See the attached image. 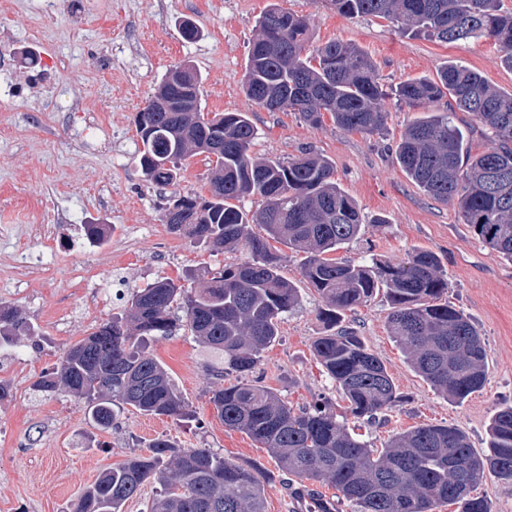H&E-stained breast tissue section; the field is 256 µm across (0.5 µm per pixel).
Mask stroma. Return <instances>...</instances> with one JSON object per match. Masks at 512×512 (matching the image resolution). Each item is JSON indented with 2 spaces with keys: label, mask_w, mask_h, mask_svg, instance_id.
Masks as SVG:
<instances>
[{
  "label": "stroma",
  "mask_w": 512,
  "mask_h": 512,
  "mask_svg": "<svg viewBox=\"0 0 512 512\" xmlns=\"http://www.w3.org/2000/svg\"><path fill=\"white\" fill-rule=\"evenodd\" d=\"M306 16L312 45L357 44L391 86L435 77L448 62L479 71L512 92V70L491 42L450 45L404 35L389 21L340 16L327 0H0V302L14 306L35 329L16 347L0 349V380L11 396L0 403V512H70L72 502L100 473L133 453H147L158 437L180 448H207L230 462L264 473L266 512H309L299 481L283 472L266 448L225 428L210 401L233 383L217 378L223 355L178 329L156 338L150 351L189 405L190 419L118 413L111 429L93 425L83 400L67 393L35 395L30 385L57 366L62 353L121 312L133 290L162 277L190 283L206 267L240 263L244 249L210 252L171 234L164 223L169 188L144 180L136 116L175 66L192 64L201 77L208 112H245L257 128L260 157L285 159L310 147L328 157L335 180L358 203L364 229L335 253L361 261L366 253L407 258L435 252L448 276V300L482 334L488 375L484 388L455 404L435 393L408 364L387 329L384 294L348 313L355 330L386 365L402 405L375 420H350L371 447L421 424H452L474 448L486 446L498 408L512 402V263L491 253L463 223L457 209L413 183L394 150L415 110L387 100L383 134L340 131L331 119L312 126L294 112H269L245 93L242 78L256 21L271 2ZM191 20L199 35L182 36ZM33 52L38 65L27 64ZM55 225L53 238L42 227ZM99 225L107 239L91 247L85 227ZM282 272L300 294L299 306L280 323V339L253 375L294 408L327 397L345 402L312 354L325 334L323 301L300 275L302 253L274 244ZM31 269L21 270L18 251Z\"/></svg>",
  "instance_id": "stroma-1"
}]
</instances>
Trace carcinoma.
<instances>
[{"label":"carcinoma","instance_id":"carcinoma-1","mask_svg":"<svg viewBox=\"0 0 512 512\" xmlns=\"http://www.w3.org/2000/svg\"><path fill=\"white\" fill-rule=\"evenodd\" d=\"M347 17L387 20L403 32L451 44L489 40L512 70V11L501 0H329ZM243 88L268 112H295L312 126L329 114L336 128L366 135L385 130V101L413 109L448 98V111L425 112L396 146L405 173L432 198L457 208L463 222L489 250L512 262V92L475 70L448 63L437 78L408 79L389 88L357 45L327 42L307 51L309 24L278 4L257 21ZM200 92L192 67L179 65L154 96L164 102L141 112L139 165L147 181L173 186L182 162L216 157L209 197L171 193L164 221L170 232L214 252L242 246L250 258L206 269L189 289L162 278L132 293L127 308L67 348L57 366L33 382L37 395L65 390L84 400L88 418L101 428L115 410L176 420L192 416L167 370L148 350L149 341L176 328L172 313L198 342L224 355V372L237 382L215 390L211 402L224 426L267 448L282 470L300 480L325 482L357 512H435L444 504L460 512H492L473 495L486 474L512 482V405L497 410L487 449L473 448L454 425L423 424L395 435L380 452L358 438L347 416L374 419L399 406L404 396L384 362L363 339L340 326L348 312L384 291L388 330L412 369L435 392L461 403L480 391L488 367L485 342L471 318L444 300L448 277L436 253L419 250L404 260L376 255L361 263L327 254L359 238L356 201L334 179V166L311 148L288 160L251 154L257 128L245 112L213 115L188 111ZM470 114L489 147L474 153L455 113ZM257 196L263 207L240 203ZM264 234L257 235L251 225ZM305 254L300 274L323 298L319 317L328 333L311 349L347 402L336 412L326 398L295 409L277 390L251 380L265 350L279 337L284 314L299 303L295 283L281 273V256L269 241ZM34 329L17 309L0 303V347ZM162 487L149 512H264V477L208 448H178L156 439L149 453L133 454L84 488L72 512H122L145 482Z\"/></svg>","mask_w":512,"mask_h":512}]
</instances>
